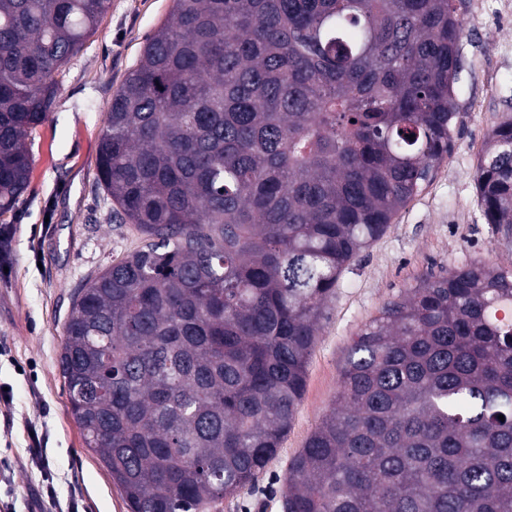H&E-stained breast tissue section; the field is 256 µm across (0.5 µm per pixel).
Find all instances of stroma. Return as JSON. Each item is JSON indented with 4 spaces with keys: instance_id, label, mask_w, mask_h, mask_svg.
Masks as SVG:
<instances>
[{
    "instance_id": "1",
    "label": "stroma",
    "mask_w": 512,
    "mask_h": 512,
    "mask_svg": "<svg viewBox=\"0 0 512 512\" xmlns=\"http://www.w3.org/2000/svg\"><path fill=\"white\" fill-rule=\"evenodd\" d=\"M171 0H111L98 30L58 77L49 119L31 145L30 184L13 211L10 260L0 268V512H128L68 411L59 358L77 288L140 244L109 218L97 148L112 95L136 65ZM464 69L454 86L462 123L428 186L340 278L311 351L306 386L278 455L255 489L219 512H283L289 461L336 399L347 350L362 326L416 278L480 260L512 268V241L484 224L475 174L488 132L512 113V0H456ZM47 439L35 457L28 425ZM56 496L43 497L45 482Z\"/></svg>"
}]
</instances>
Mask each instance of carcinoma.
<instances>
[{"label": "carcinoma", "instance_id": "carcinoma-1", "mask_svg": "<svg viewBox=\"0 0 512 512\" xmlns=\"http://www.w3.org/2000/svg\"><path fill=\"white\" fill-rule=\"evenodd\" d=\"M109 2L0 0V217ZM172 2L98 146L111 216L142 245L78 289L60 354L69 411L129 512H215L255 484L341 275L462 121L455 0ZM475 189L483 221L511 236L512 114ZM506 306L512 269L480 261L388 301L288 463L284 512H512Z\"/></svg>", "mask_w": 512, "mask_h": 512}]
</instances>
